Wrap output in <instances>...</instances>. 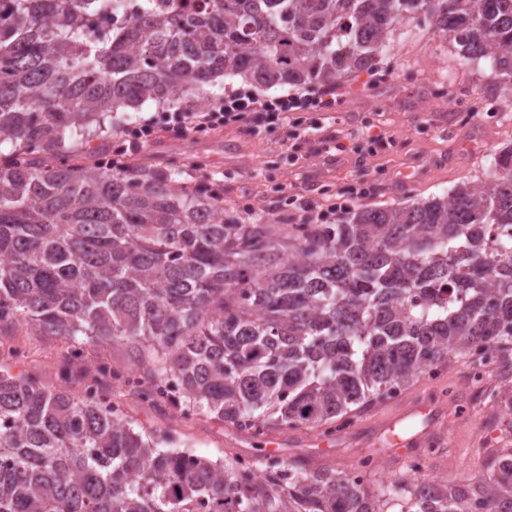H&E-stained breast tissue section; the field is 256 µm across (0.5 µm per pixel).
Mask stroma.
I'll use <instances>...</instances> for the list:
<instances>
[{
    "label": "stroma",
    "mask_w": 512,
    "mask_h": 512,
    "mask_svg": "<svg viewBox=\"0 0 512 512\" xmlns=\"http://www.w3.org/2000/svg\"><path fill=\"white\" fill-rule=\"evenodd\" d=\"M496 81L489 63H461L455 45L424 23L394 35L373 70L337 83L335 107L306 113L297 138L270 125L255 133L226 127L188 139L159 131L131 144L127 128L157 111L148 102L113 115L111 137L93 139L90 146L100 155L121 149L132 167L180 168L190 184L202 176L221 179L226 211L291 233L309 207L325 209L346 198L354 208H392L483 179L496 154L512 147V121L494 123L485 110L486 93ZM468 364L459 358L438 375L411 380L395 397L375 399L349 429L330 439L302 426L273 432L265 441L209 413L186 417L174 405L141 399L144 365L126 343L45 333L20 317L0 324V373L64 390L76 400L97 392L118 404L136 430L171 435L172 451L217 462L255 459L271 440L281 458L339 470L352 469L358 456L371 453L380 461L368 479L372 488L408 471L405 457L386 449L392 430L414 438L416 451L425 453L417 474L425 483L455 484L484 475L487 449L512 448V416L493 398L512 387V378L491 374L485 397L475 400L464 386ZM426 399L436 411L431 420L416 413Z\"/></svg>",
    "instance_id": "1"
}]
</instances>
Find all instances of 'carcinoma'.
Returning a JSON list of instances; mask_svg holds the SVG:
<instances>
[{"instance_id":"obj_1","label":"carcinoma","mask_w":512,"mask_h":512,"mask_svg":"<svg viewBox=\"0 0 512 512\" xmlns=\"http://www.w3.org/2000/svg\"><path fill=\"white\" fill-rule=\"evenodd\" d=\"M512 102V0H0V321L147 346V395L259 435L336 433L461 355L512 372V149L483 180L289 242L224 211L203 178L78 161L99 114L184 109L222 73L329 85L419 17ZM115 408L0 374V512H512L489 476L371 489L262 457V476L169 452Z\"/></svg>"}]
</instances>
